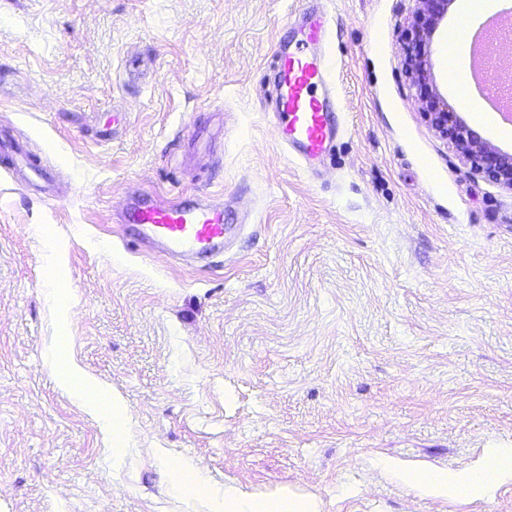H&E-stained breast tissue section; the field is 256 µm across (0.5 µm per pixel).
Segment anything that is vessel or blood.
<instances>
[{
  "instance_id": "vessel-or-blood-1",
  "label": "vessel or blood",
  "mask_w": 512,
  "mask_h": 512,
  "mask_svg": "<svg viewBox=\"0 0 512 512\" xmlns=\"http://www.w3.org/2000/svg\"><path fill=\"white\" fill-rule=\"evenodd\" d=\"M296 42L280 43L275 52L274 128L278 143L306 172L333 149L341 131L336 110V87L329 58L330 21L326 12L309 13ZM473 40L483 48V63L470 70L468 79L488 92L487 75L497 57L486 30L476 29ZM128 223L134 224L141 240L176 262L209 260L222 256L237 227L227 223L223 203L198 199L189 204L139 195L126 208Z\"/></svg>"
}]
</instances>
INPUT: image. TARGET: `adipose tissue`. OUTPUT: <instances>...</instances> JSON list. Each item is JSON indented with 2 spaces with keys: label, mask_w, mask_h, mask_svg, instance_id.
I'll return each instance as SVG.
<instances>
[{
  "label": "adipose tissue",
  "mask_w": 512,
  "mask_h": 512,
  "mask_svg": "<svg viewBox=\"0 0 512 512\" xmlns=\"http://www.w3.org/2000/svg\"><path fill=\"white\" fill-rule=\"evenodd\" d=\"M77 368H70L61 378L63 385L76 389V395L92 410L107 408L105 426L115 437L126 433L127 409L124 401L111 393L90 391L81 384ZM512 479V451L495 453L469 473H442L434 470H409L405 473L408 482L425 492L445 498L462 492L480 494L502 478ZM214 512H318V503L314 497L298 496L288 490L269 494H256L241 487L228 485Z\"/></svg>",
  "instance_id": "adipose-tissue-1"
}]
</instances>
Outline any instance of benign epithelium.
Segmentation results:
<instances>
[{
	"instance_id": "7a95c632",
	"label": "benign epithelium",
	"mask_w": 512,
	"mask_h": 512,
	"mask_svg": "<svg viewBox=\"0 0 512 512\" xmlns=\"http://www.w3.org/2000/svg\"><path fill=\"white\" fill-rule=\"evenodd\" d=\"M416 7L401 35L405 72L416 87V98L431 126L452 145L465 165L512 191V153L484 139L448 103L437 87L429 62L435 34L454 0H414Z\"/></svg>"
}]
</instances>
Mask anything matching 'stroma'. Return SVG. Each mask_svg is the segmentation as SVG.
<instances>
[{"instance_id": "35a3bbf8", "label": "stroma", "mask_w": 512, "mask_h": 512, "mask_svg": "<svg viewBox=\"0 0 512 512\" xmlns=\"http://www.w3.org/2000/svg\"><path fill=\"white\" fill-rule=\"evenodd\" d=\"M330 16L345 131L315 180L267 116L273 54ZM414 0H0V131L52 194L0 169V512H211L225 484L287 486L320 512H512V481L438 498L413 468L512 448V191L425 119L400 32ZM442 95L512 152V123ZM224 119V156L190 138ZM140 189L237 199L223 257L174 267L122 218ZM120 395L127 434L57 384ZM190 457L175 485L154 451Z\"/></svg>"}]
</instances>
